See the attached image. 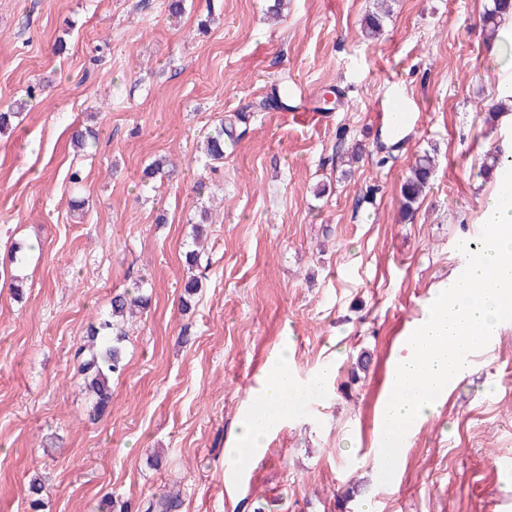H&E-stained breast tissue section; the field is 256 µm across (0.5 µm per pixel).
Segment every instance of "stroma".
Returning <instances> with one entry per match:
<instances>
[{
	"instance_id": "obj_1",
	"label": "stroma",
	"mask_w": 512,
	"mask_h": 512,
	"mask_svg": "<svg viewBox=\"0 0 512 512\" xmlns=\"http://www.w3.org/2000/svg\"><path fill=\"white\" fill-rule=\"evenodd\" d=\"M161 2L0 0V104L26 105L0 135V512H31L36 477L41 512L169 491L179 512H512V323L411 428L385 487L375 443L402 327L456 272L496 191L481 164L512 144V112L486 120L512 80V20L489 40V0H392L370 38L375 0H286L277 21L271 0H185L176 19ZM284 83L310 116L256 110ZM396 88L420 118L393 140ZM242 111L237 143L206 159V133ZM80 126L98 134L82 151ZM426 153L430 187L402 219ZM162 155L178 177H145ZM198 231L208 265L191 272ZM137 287L151 302L97 417L75 352ZM285 346L308 403L238 466L236 422ZM433 172V160L429 154H424L416 160L400 186V211L405 217L414 212V205L419 201L429 184Z\"/></svg>"
}]
</instances>
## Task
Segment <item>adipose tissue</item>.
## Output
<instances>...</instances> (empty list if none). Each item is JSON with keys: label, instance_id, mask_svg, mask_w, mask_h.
<instances>
[{"label": "adipose tissue", "instance_id": "adipose-tissue-1", "mask_svg": "<svg viewBox=\"0 0 512 512\" xmlns=\"http://www.w3.org/2000/svg\"><path fill=\"white\" fill-rule=\"evenodd\" d=\"M300 385L287 352L273 360L264 380L259 404L237 425V455L241 463L252 461L262 450L266 436L297 406Z\"/></svg>", "mask_w": 512, "mask_h": 512}]
</instances>
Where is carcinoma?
<instances>
[{"mask_svg":"<svg viewBox=\"0 0 512 512\" xmlns=\"http://www.w3.org/2000/svg\"><path fill=\"white\" fill-rule=\"evenodd\" d=\"M389 13V6L382 2L379 10L367 15L366 26L378 32L383 29L384 19ZM512 18V0H492L483 19V26L490 36L498 34L500 25ZM234 139L233 128L219 125L214 132L207 134V155L213 160L224 159L225 139ZM433 172V160L425 154L416 160L400 186V211L406 217L414 212V205L419 201L429 184ZM149 303V296L139 292L135 295L125 292L112 297L110 316L101 320L98 326L88 333L89 340L76 352L80 359L78 372L83 386L95 399V412H106L111 402L110 379L125 367V345L127 337L123 329L125 318L133 308H144ZM45 483L40 478L30 481L28 486L29 507L32 512H39ZM180 503L178 495L171 493L152 498L147 502L146 512H173Z\"/></svg>","mask_w":512,"mask_h":512,"instance_id":"carcinoma-1","label":"carcinoma"}]
</instances>
